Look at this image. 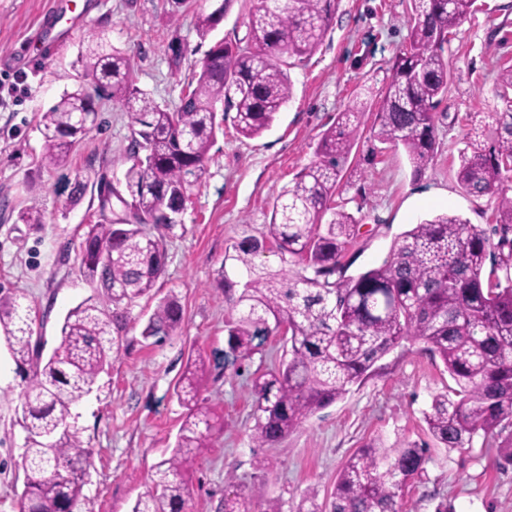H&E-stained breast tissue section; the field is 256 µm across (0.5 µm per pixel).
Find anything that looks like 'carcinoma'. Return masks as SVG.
Segmentation results:
<instances>
[{"label":"carcinoma","mask_w":512,"mask_h":512,"mask_svg":"<svg viewBox=\"0 0 512 512\" xmlns=\"http://www.w3.org/2000/svg\"><path fill=\"white\" fill-rule=\"evenodd\" d=\"M232 3L219 0L211 12L198 14L200 38ZM475 3L409 0V44L395 56L378 99H356L337 112L315 143V159L274 198L269 223L257 233L244 225L225 251L224 266L232 274H224L230 310L224 367L261 350L274 335L284 332L290 342L278 367L259 369L251 378L257 448L281 441L343 399L409 338L424 341L456 384L450 393L434 394L424 412L436 443L458 449L480 433L512 428V100L503 93V108L469 115L456 174L465 193L497 198V242L459 216L437 215L403 232L380 266L352 276L344 252L359 220L332 207L368 112L374 115L373 140L403 148L416 174L431 164L438 151L435 110L452 78L445 45ZM335 11L336 0H257L246 35L232 44L215 41L172 109L136 87L127 53L101 41L89 48L88 86L131 114L129 166L116 186L103 176L90 184L75 175L71 198L97 190L98 219L88 225L79 251V269L96 292L68 311L60 343L47 360L43 345L32 342L27 296L0 297V335L15 362L29 366L21 394L28 433L22 512H70L83 496L91 453L82 449L68 418L121 355L131 308L151 295L164 273L163 237L145 227L178 223L228 113L236 112L234 125L243 138L271 128L291 98V68L317 51ZM96 120L87 86L41 113L43 164L64 165ZM267 252L278 256L279 267L257 262ZM180 321L178 300L168 294L158 301L146 337L162 344ZM209 367L200 355L188 359L174 388L185 408L175 448L157 464L150 489L132 512L187 508L190 471L212 447L217 424L200 398ZM430 460L423 444L371 440L342 466L330 512H403L405 488L425 476ZM224 512H248L245 498L236 490L225 493ZM295 512H323L316 493L305 492Z\"/></svg>","instance_id":"obj_1"}]
</instances>
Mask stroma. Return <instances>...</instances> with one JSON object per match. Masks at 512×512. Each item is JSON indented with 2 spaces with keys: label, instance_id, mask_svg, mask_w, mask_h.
<instances>
[{
  "label": "stroma",
  "instance_id": "1",
  "mask_svg": "<svg viewBox=\"0 0 512 512\" xmlns=\"http://www.w3.org/2000/svg\"><path fill=\"white\" fill-rule=\"evenodd\" d=\"M55 0H0V76L24 73L18 99L0 102V293H25L36 315L45 353L60 342L69 309L92 295L78 270L77 253L96 202H70L76 172L122 178L132 119L120 103H98L92 131L65 166L41 161V112L82 84V57L93 38L130 55L137 87L160 105H178L196 62L213 41L245 36L253 0H235L209 39L196 32V14L208 0H189L173 12L169 0H68L58 19ZM406 0H338L317 52L291 69L292 97L270 130L246 139L225 121L210 149L206 172L192 187L180 224L164 230L166 266L152 297L131 310L121 355L101 374L99 387L71 410L70 422L93 454L77 512H131L151 485L156 465L175 445L184 409L173 394L188 357L215 359L227 348L229 311L222 277L224 253L242 225L262 226L281 188L313 158V144L337 110L356 97L378 95L392 60L408 41ZM180 41L185 56L173 65L168 49ZM453 80L437 109L439 148L422 174L403 150L373 152L361 137L345 173L336 208L359 214L360 230L345 260L350 275L377 266L413 224L439 213L456 214L485 231L495 227L496 198L464 194L455 171L467 117L501 107L499 71L512 65V0H477V8L445 47ZM36 207L41 224H21L20 210ZM176 294L182 325L163 344L143 332L159 298ZM289 344L270 337L236 370L211 367L201 394L224 418L211 448L189 477L188 512H224V490L235 485L250 512L278 500L293 512L315 489L329 505L341 466L370 439H405L430 446L422 482L407 487L403 512H512V465L503 435L475 437L448 451L434 444L423 412L433 394L453 387L440 359L423 341L408 339L344 399L318 411L278 443L254 447L250 434L251 375L278 364ZM22 374L0 337V512H20L27 434L21 426Z\"/></svg>",
  "mask_w": 512,
  "mask_h": 512
}]
</instances>
